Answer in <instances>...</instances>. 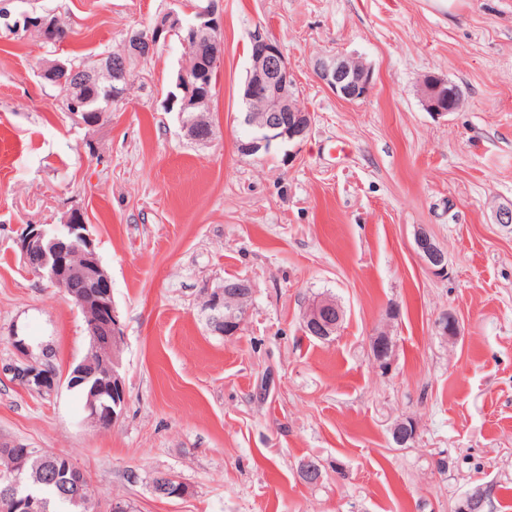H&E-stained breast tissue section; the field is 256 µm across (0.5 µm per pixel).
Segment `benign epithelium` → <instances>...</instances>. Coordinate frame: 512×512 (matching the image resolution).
Segmentation results:
<instances>
[{"instance_id": "1", "label": "benign epithelium", "mask_w": 512, "mask_h": 512, "mask_svg": "<svg viewBox=\"0 0 512 512\" xmlns=\"http://www.w3.org/2000/svg\"><path fill=\"white\" fill-rule=\"evenodd\" d=\"M172 7L159 15L146 30H134L125 39L124 54L115 58H103L101 67L109 70L112 94L120 98L127 93L130 64L165 45L173 33H181V41L203 42L208 46L211 66L220 65L223 59V42L216 37L224 24L223 0H206L203 6H192L188 0H171ZM252 51L250 66L240 93L246 101H258L264 111L243 115L250 128V137L237 140V149L244 155L263 153L275 143L292 142L302 138L313 122V114L302 108L296 98V78L283 54L279 43L269 34L257 30L251 35ZM313 72L317 79L337 97L358 100L373 90L371 69L363 62L343 55L322 56L315 60ZM210 72L189 59L178 74L176 87L179 93L171 94L166 103L178 106L183 117L182 127L187 137L200 144H208L213 133L199 127L191 113L202 101V88L208 82ZM419 92L427 111L444 116L457 111L461 97L451 83L426 74L419 80ZM73 111L68 116L86 126L93 127L101 121L99 113L79 111L80 103L72 102ZM415 244L422 264L435 274L447 269V257L434 237L426 229H420ZM23 260L34 274L63 289L75 308L89 309L87 329L92 336V348L107 344V355L101 359V368L111 377L108 396H91L86 405L90 420L102 428L112 426L123 412L126 401L122 378L116 371L117 351L121 328L112 304V280L102 266L95 250L94 240L84 214L73 209L59 224H29L18 238ZM253 284L247 279L224 284L208 292L207 321L211 331L225 336L235 334L239 328L238 311L224 312L227 301L245 300L252 297ZM344 309L335 298L321 296L314 299L302 316L304 331L318 339L326 340L335 335L344 319ZM13 356L0 368L13 376L15 385L27 393H53L62 382L73 387L71 375L62 376L48 371L34 358L32 348L24 337L14 332L10 336ZM376 360L382 368L391 367L395 345L388 334L377 333L372 338ZM417 427L411 419H399L391 426L394 443L405 446L416 437ZM299 478L306 485L318 483L322 478L320 466L308 461L301 465ZM19 480L8 487L12 512H42V501L33 492L17 490ZM187 491L185 484L171 473L157 476L154 494L165 499L179 498Z\"/></svg>"}]
</instances>
